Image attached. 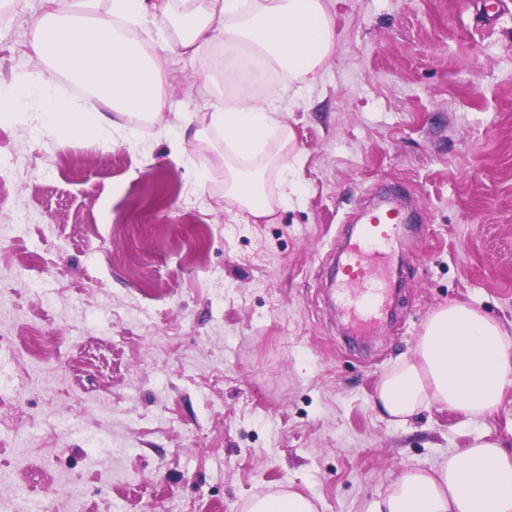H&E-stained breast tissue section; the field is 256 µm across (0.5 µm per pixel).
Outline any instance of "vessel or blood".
Wrapping results in <instances>:
<instances>
[{"label": "vessel or blood", "mask_w": 512, "mask_h": 512, "mask_svg": "<svg viewBox=\"0 0 512 512\" xmlns=\"http://www.w3.org/2000/svg\"><path fill=\"white\" fill-rule=\"evenodd\" d=\"M402 217L389 206L371 213L345 247L336 295L349 321L361 331L379 326L388 306L389 274L398 262Z\"/></svg>", "instance_id": "vessel-or-blood-1"}]
</instances>
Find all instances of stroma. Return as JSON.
I'll use <instances>...</instances> for the list:
<instances>
[{
	"instance_id": "obj_1",
	"label": "stroma",
	"mask_w": 512,
	"mask_h": 512,
	"mask_svg": "<svg viewBox=\"0 0 512 512\" xmlns=\"http://www.w3.org/2000/svg\"><path fill=\"white\" fill-rule=\"evenodd\" d=\"M326 4L336 50L284 115L299 197L271 216L224 196L209 114L233 91L202 87L212 47L170 54L165 132L125 115L112 139L65 141L27 111L0 117L15 160L0 225L32 216L26 235L0 237V321L15 348L67 349L37 374L9 365L0 512L20 492L53 512H246L289 487L317 512H371L393 471L430 468L476 435L512 451V384L478 420L434 404L398 427L373 405L437 307L467 304L512 332V0ZM39 5L9 0L0 15V79L40 70ZM178 139L196 147L206 191ZM394 191L416 210L393 294L404 320L348 337L325 258Z\"/></svg>"
}]
</instances>
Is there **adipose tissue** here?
Here are the masks:
<instances>
[{"mask_svg": "<svg viewBox=\"0 0 512 512\" xmlns=\"http://www.w3.org/2000/svg\"><path fill=\"white\" fill-rule=\"evenodd\" d=\"M34 22L31 48L42 71L0 81V112H15L29 102L46 132L80 136L94 130L111 136L113 115L137 114L167 130L162 92L165 56L132 37L128 25L161 22L171 49L196 55L222 34L226 47L262 60L304 87L330 58L336 29L325 0H109L106 15L97 0H44ZM85 84L83 98L60 95L54 76ZM97 125L87 117L100 105ZM283 106L255 102L250 82H241L234 99L210 114L209 127L220 133L237 165L224 167V194L253 217L274 214L291 194L270 196L266 173L288 178V146L293 136L281 119ZM512 381V334L479 310L450 304L435 310L411 355L383 374L374 398L391 423L403 426L437 403L469 418L490 414ZM373 512H512V452L481 435L462 452L434 466L395 471Z\"/></svg>", "mask_w": 512, "mask_h": 512, "instance_id": "obj_1", "label": "adipose tissue"}]
</instances>
